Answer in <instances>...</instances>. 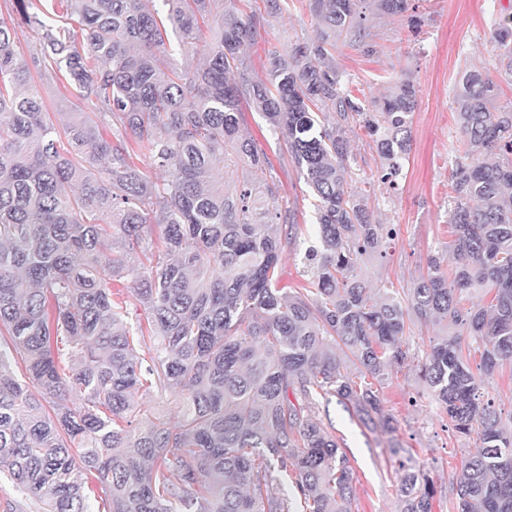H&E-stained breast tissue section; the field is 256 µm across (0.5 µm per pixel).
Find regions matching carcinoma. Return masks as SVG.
I'll return each instance as SVG.
<instances>
[{"mask_svg": "<svg viewBox=\"0 0 512 512\" xmlns=\"http://www.w3.org/2000/svg\"><path fill=\"white\" fill-rule=\"evenodd\" d=\"M307 2L315 37L269 51L260 75L241 54L255 16L224 0H51L55 17L79 19L87 53L63 22L34 64L68 73L96 106L52 119L0 23V336L10 342L0 348V474L42 512H90L91 475L105 512H353L354 470L316 398L335 396L393 432L380 391L389 369L407 364L401 338L415 319L445 330L420 378L455 433L478 430L477 454L452 479L453 507L512 512V425L482 395L500 362L512 364V106L497 105L488 69L466 73L455 93L452 277L432 257L406 290L363 280L394 231L371 221L370 193L349 181L345 125L363 119L380 182L395 188L416 89L400 78L366 111L334 65L341 37L369 36L365 0ZM372 3L409 10V0ZM30 4L13 0L44 26ZM208 20L203 64L171 66L168 31L192 44ZM491 39L496 72L512 77L511 15L494 21ZM243 100L285 141L313 194L314 242L293 289L278 287L274 224L290 216L288 201L241 133ZM142 154L168 177L148 178ZM152 224L163 251L150 257ZM123 274L134 276L142 320L112 286ZM471 290L489 302L463 307ZM465 334L481 349L478 374L464 361ZM155 387L180 394L176 421L136 399ZM69 391L81 406L60 402ZM400 469L399 512H432L433 481Z\"/></svg>", "mask_w": 512, "mask_h": 512, "instance_id": "carcinoma-1", "label": "carcinoma"}]
</instances>
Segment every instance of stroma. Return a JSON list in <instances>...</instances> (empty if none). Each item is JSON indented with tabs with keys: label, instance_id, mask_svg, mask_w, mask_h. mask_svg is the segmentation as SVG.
Wrapping results in <instances>:
<instances>
[{
	"label": "stroma",
	"instance_id": "stroma-1",
	"mask_svg": "<svg viewBox=\"0 0 512 512\" xmlns=\"http://www.w3.org/2000/svg\"><path fill=\"white\" fill-rule=\"evenodd\" d=\"M243 13H257L262 22L245 47L253 67L263 70L267 51L277 46L294 48L315 35L314 20L304 0H288L276 18L266 16V0H224ZM410 14L387 15L369 10L371 36L355 46L339 43L336 71L343 89L352 97L368 99L387 94L390 81L409 77L417 90L412 114L411 150L403 162L394 190L379 185L371 209L382 224L396 231L386 258L362 267L372 284L390 282L409 288L427 276V260H441V274H450L452 239L448 200L453 191L451 171L457 157L459 128L454 90L467 68H489L494 63L491 25L512 0H410ZM240 127L266 152L271 174L287 199L303 234H310L313 199L284 142L276 140L265 118L242 109ZM346 161L352 178L379 177L380 162L367 131L353 126L347 134ZM439 334L429 325H416L402 338L415 358L408 366L393 367L381 391L385 410L396 423L394 434L366 427L337 398L320 400L319 415L330 425L345 449L357 476L353 512H397L400 474L398 462L411 460L434 481L437 493L432 512H448L449 483L478 437L462 438L448 426V415L427 386L417 378L418 357Z\"/></svg>",
	"mask_w": 512,
	"mask_h": 512
}]
</instances>
